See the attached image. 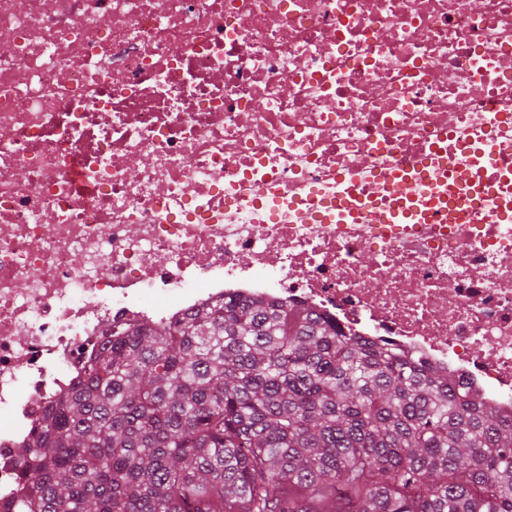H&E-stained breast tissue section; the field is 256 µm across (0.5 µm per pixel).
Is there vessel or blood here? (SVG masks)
Listing matches in <instances>:
<instances>
[{"label": "vessel or blood", "mask_w": 512, "mask_h": 512, "mask_svg": "<svg viewBox=\"0 0 512 512\" xmlns=\"http://www.w3.org/2000/svg\"><path fill=\"white\" fill-rule=\"evenodd\" d=\"M383 179L393 197L391 205L382 207L365 202L357 182L349 180L343 193L336 199L321 201L319 208L312 210V217L318 219L323 212L336 209L357 222L366 218L379 224H435L444 216L449 223L458 224L469 202L468 196L458 191L459 184L465 182L478 194L497 192V219L504 224L512 223V190L496 189L494 183L478 180L475 176L463 177L445 171L434 173L422 166L415 176L408 177L393 169L384 174Z\"/></svg>", "instance_id": "b4317fda"}]
</instances>
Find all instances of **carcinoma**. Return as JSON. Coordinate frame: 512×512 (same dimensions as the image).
<instances>
[{
  "label": "carcinoma",
  "instance_id": "carcinoma-1",
  "mask_svg": "<svg viewBox=\"0 0 512 512\" xmlns=\"http://www.w3.org/2000/svg\"><path fill=\"white\" fill-rule=\"evenodd\" d=\"M22 465L12 512H512V418L259 299L116 336Z\"/></svg>",
  "mask_w": 512,
  "mask_h": 512
}]
</instances>
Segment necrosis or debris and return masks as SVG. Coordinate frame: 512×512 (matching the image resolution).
Returning <instances> with one entry per match:
<instances>
[{
    "instance_id": "necrosis-or-debris-1",
    "label": "necrosis or debris",
    "mask_w": 512,
    "mask_h": 512,
    "mask_svg": "<svg viewBox=\"0 0 512 512\" xmlns=\"http://www.w3.org/2000/svg\"><path fill=\"white\" fill-rule=\"evenodd\" d=\"M493 152L496 164L477 163ZM512 172V0H0V508L118 327L302 306L512 415V224L317 222ZM424 164L417 167L418 173L413 177L403 175L398 169H392L382 176L392 194L393 202L387 207H380L373 199L363 204V196L358 192L357 180L345 182L344 192L336 199L322 200L310 213L315 219H323L325 212L333 209L342 211L341 216L347 214L358 223L363 218L377 224H438L441 216L448 217V223L461 224L464 214L469 210V199L476 193L496 191L495 183L484 182L472 175H451L446 169L444 172L433 173ZM466 181L472 188L468 195L459 193L457 186ZM427 188L418 196V185Z\"/></svg>"
}]
</instances>
